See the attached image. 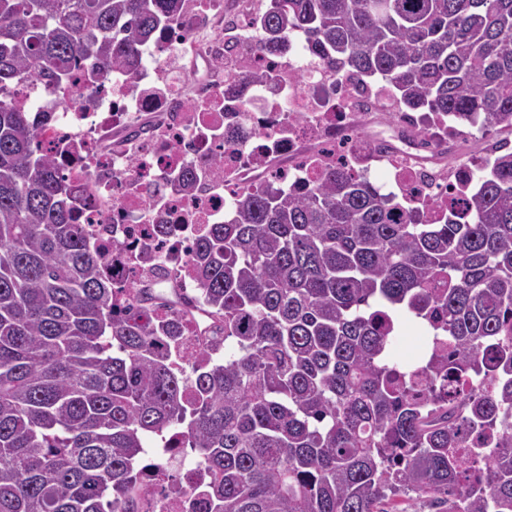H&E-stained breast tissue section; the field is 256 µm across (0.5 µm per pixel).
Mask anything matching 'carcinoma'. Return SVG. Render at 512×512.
I'll use <instances>...</instances> for the list:
<instances>
[{
    "instance_id": "cac0c4a2",
    "label": "carcinoma",
    "mask_w": 512,
    "mask_h": 512,
    "mask_svg": "<svg viewBox=\"0 0 512 512\" xmlns=\"http://www.w3.org/2000/svg\"><path fill=\"white\" fill-rule=\"evenodd\" d=\"M181 2L0 0V512H142L138 466L172 429L210 473L173 480L192 512H512V152L438 224L346 167L244 197L192 249L224 344L189 374L142 318L158 293L114 306L7 89L84 61L134 73ZM261 28L409 111L512 129V0H268ZM397 306L427 333L418 363L395 352Z\"/></svg>"
}]
</instances>
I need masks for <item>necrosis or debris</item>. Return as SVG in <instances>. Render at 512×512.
I'll use <instances>...</instances> for the list:
<instances>
[{
  "label": "necrosis or debris",
  "instance_id": "necrosis-or-debris-1",
  "mask_svg": "<svg viewBox=\"0 0 512 512\" xmlns=\"http://www.w3.org/2000/svg\"><path fill=\"white\" fill-rule=\"evenodd\" d=\"M233 14L228 28L224 0H184L174 25L144 48L137 75L80 67L65 89L21 79L10 90L17 108L38 114L40 149L57 159L79 222L91 225L94 245L107 253L115 303L125 305L134 285L163 289L164 304L147 316L178 321L172 349L184 365L210 334L203 308L177 315L195 286L192 246L264 182L301 194L345 163L370 178L383 173L402 210H427L434 221L442 211L428 208L429 200L472 190L473 162L455 154L472 133L468 123L390 111L376 82L323 72L296 36L287 37L286 52L262 49L250 0H236ZM385 111L408 136L426 131L428 152H448L447 166L427 167L413 149L364 136ZM135 126L146 135L129 137ZM186 169L197 176L189 193L175 188ZM165 444L159 462L144 465L148 510L187 512V498L170 489L172 477L199 485L209 473L186 456L181 435Z\"/></svg>",
  "mask_w": 512,
  "mask_h": 512
}]
</instances>
